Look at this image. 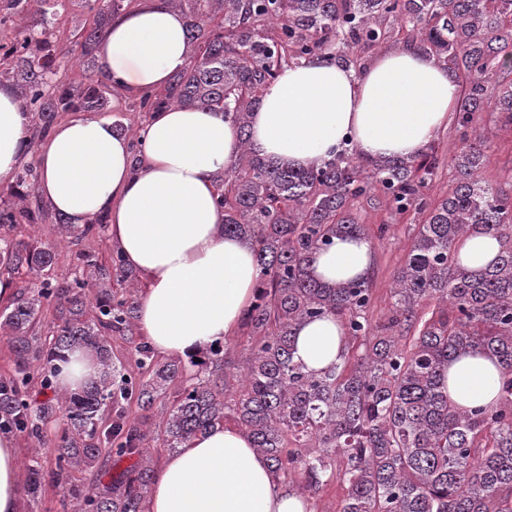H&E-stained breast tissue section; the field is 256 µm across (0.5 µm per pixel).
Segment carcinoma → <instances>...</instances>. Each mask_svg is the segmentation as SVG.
Here are the masks:
<instances>
[{
    "label": "carcinoma",
    "mask_w": 512,
    "mask_h": 512,
    "mask_svg": "<svg viewBox=\"0 0 512 512\" xmlns=\"http://www.w3.org/2000/svg\"><path fill=\"white\" fill-rule=\"evenodd\" d=\"M133 0H77L84 20L60 39V0H0V82L17 90L29 114L28 146L57 124L62 112H111L122 95L99 64L96 47L112 20ZM186 20L188 63L169 84L138 97L149 119L169 107L219 112L239 133L232 167L215 175L224 234L252 246L259 268L254 304L242 329L245 366L237 371L213 350L201 361H162L143 342L135 347L138 372L112 362L109 338L134 334L143 284L117 255L112 266L76 254L74 275L54 276V247L0 237V274H34L27 290L0 311L16 371L0 379V432L43 442L44 426L61 416L53 476L79 512H141L153 481L147 435L123 402L150 409L172 394L162 444L182 447L218 424L245 431L281 483L314 497L330 482L346 489L341 512H512V196L482 177L485 143L475 115L496 112L512 124V0H168ZM408 25L411 45L458 80L466 76L456 110L459 145L450 155L456 177L437 202L422 187L438 168L435 148L414 158L363 159L342 152L306 168H288L257 153L249 116L281 68L314 56L339 57L361 67V51L388 42L389 19ZM21 40L2 34L18 24ZM78 69L60 72L59 56ZM494 84L495 94L489 93ZM114 132L134 142L138 129L121 117ZM35 162L16 175L15 200L0 199V228L59 225L35 193ZM381 194L394 215L425 213L403 265L394 276L386 320L374 324L370 280L322 284L307 274L317 252L339 236L369 239L353 207ZM477 226L499 238L501 251L480 272L462 266L458 244ZM127 283L112 291V277ZM441 306L425 313L427 302ZM58 322L49 349L32 334L43 305ZM343 321L348 349L321 372L294 359L296 328L327 315ZM86 349L97 358L98 379L78 395L40 401L30 393L29 361H41L42 390H54L61 353ZM491 353L503 367L498 404L467 409L444 391L443 370L455 358ZM129 465L91 487L72 482L75 470L102 459ZM26 493L41 495L45 474L28 467Z\"/></svg>",
    "instance_id": "cac0c4a2"
}]
</instances>
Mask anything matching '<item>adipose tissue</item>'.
Instances as JSON below:
<instances>
[{"mask_svg":"<svg viewBox=\"0 0 512 512\" xmlns=\"http://www.w3.org/2000/svg\"><path fill=\"white\" fill-rule=\"evenodd\" d=\"M123 89L145 93L166 86L188 61L185 20L166 0H140L113 20L96 50ZM458 86L445 69L409 46L386 51L357 70L313 57L285 66L250 117L254 148L280 165L307 167L347 151L364 158H411L447 128ZM29 116L9 84H0V183L14 181L27 148ZM143 155L132 170V145L110 120L83 113L52 130L37 152L39 195L69 223L97 215L108 243L145 281L138 327L162 357L189 359L234 336L256 296L255 254L224 233L214 204V173L234 164L235 125L202 109L154 113L140 131ZM496 237L476 230L458 247L470 270L498 255ZM374 253L360 238H338L317 253L310 275L337 284L370 274ZM347 347L336 316L299 326L294 357L308 369L339 362ZM59 393L97 379L92 352H66ZM497 358L473 353L452 361L444 376L449 397L466 408L500 398ZM19 457L0 434V512H17ZM310 505L274 476L247 434L218 425L165 457L143 512H309Z\"/></svg>","mask_w":512,"mask_h":512,"instance_id":"ef3b65f1","label":"adipose tissue"}]
</instances>
